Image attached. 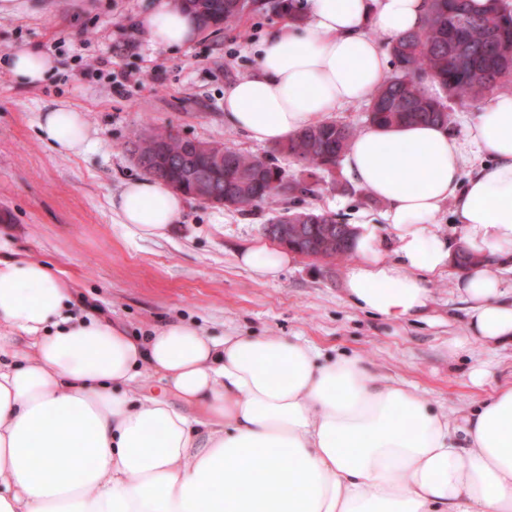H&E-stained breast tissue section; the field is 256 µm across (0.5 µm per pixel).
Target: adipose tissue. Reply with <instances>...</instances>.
Listing matches in <instances>:
<instances>
[{
    "label": "adipose tissue",
    "instance_id": "1",
    "mask_svg": "<svg viewBox=\"0 0 512 512\" xmlns=\"http://www.w3.org/2000/svg\"><path fill=\"white\" fill-rule=\"evenodd\" d=\"M427 13V0H310L308 21L284 24L254 72L225 89V123L278 145L370 99L387 76L375 34L419 30ZM137 27L158 47L200 34L178 0H155ZM54 66L38 47L10 60L29 84ZM38 126L59 153L92 145L77 110L44 112ZM473 155L489 162L462 181ZM342 161L385 204L396 244L388 256L377 224H354L348 298L407 321L429 304L427 276L458 249L475 258L457 283L471 336L512 341L499 276L512 257V93L475 113L467 141L441 125L371 126ZM448 202L454 246L433 230ZM112 207L154 238L185 200L146 178L126 183ZM7 249L0 242V512H512V383L457 419L299 336L215 338L174 322L134 338L111 319L74 314L65 280ZM238 259L266 279L294 255L257 242Z\"/></svg>",
    "mask_w": 512,
    "mask_h": 512
}]
</instances>
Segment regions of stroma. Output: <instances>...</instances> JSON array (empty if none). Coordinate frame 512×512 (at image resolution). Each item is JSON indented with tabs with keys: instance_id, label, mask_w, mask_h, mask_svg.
<instances>
[{
	"instance_id": "stroma-1",
	"label": "stroma",
	"mask_w": 512,
	"mask_h": 512,
	"mask_svg": "<svg viewBox=\"0 0 512 512\" xmlns=\"http://www.w3.org/2000/svg\"><path fill=\"white\" fill-rule=\"evenodd\" d=\"M152 0H22L0 16V239L42 259L71 284L78 314L104 312L144 336L172 321L207 334L302 336L327 352L361 358L373 372L413 388L423 399L466 413L512 382V343L487 347L467 330L469 304L449 266L429 278V308L392 325L351 302L344 289L350 258L296 256L276 278L258 279L237 259L284 209L335 213L343 223H382L385 206L344 168L313 195L293 194L248 211L193 199L170 231L142 239L120 223L112 198L142 170L124 148L135 134L171 127L265 157L289 178L300 167L274 146L251 141L224 123V90L255 68L281 24L254 12L232 29L207 31L185 48L150 44L135 20ZM33 44L52 55L53 72L36 86L15 82L5 61ZM82 113L94 145L63 156L37 134L42 112ZM489 372L482 385L471 373Z\"/></svg>"
}]
</instances>
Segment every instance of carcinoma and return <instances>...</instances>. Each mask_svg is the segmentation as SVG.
Wrapping results in <instances>:
<instances>
[{"mask_svg":"<svg viewBox=\"0 0 512 512\" xmlns=\"http://www.w3.org/2000/svg\"><path fill=\"white\" fill-rule=\"evenodd\" d=\"M201 29L232 28L251 11H272L293 23L304 20L295 0H181ZM400 73L386 78L368 101L370 125L448 124V107L428 95L415 76H426L458 99L489 97L512 82V9L506 0H430L422 28L388 42ZM336 120L302 130L276 151L301 164L312 182H297L299 193H312L320 174L335 168L354 137ZM144 156L143 172L154 177L157 159L191 157L193 167L216 179L233 200L257 206L278 196L285 171L264 157L242 153L218 142L179 138L171 130H155L125 145ZM335 224L326 212L285 211L275 222Z\"/></svg>","mask_w":512,"mask_h":512,"instance_id":"obj_1","label":"carcinoma"}]
</instances>
